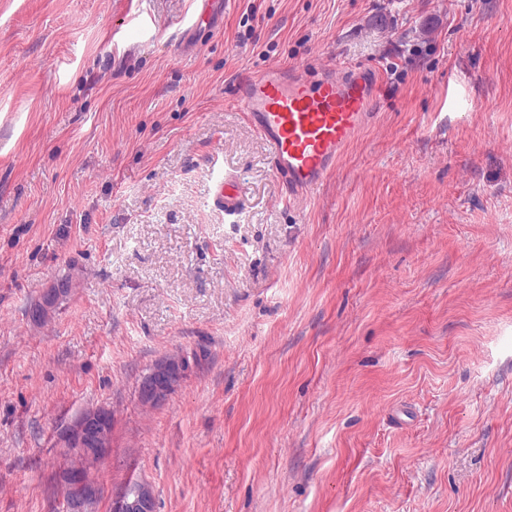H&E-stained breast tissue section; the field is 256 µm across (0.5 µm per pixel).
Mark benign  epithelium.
<instances>
[{
  "label": "benign epithelium",
  "instance_id": "obj_1",
  "mask_svg": "<svg viewBox=\"0 0 512 512\" xmlns=\"http://www.w3.org/2000/svg\"><path fill=\"white\" fill-rule=\"evenodd\" d=\"M183 359L176 365L165 363L152 367L141 381L139 395L155 403L163 400L165 388L182 381ZM61 447L69 451L72 462L56 474L63 491L65 512H84L88 499L98 495V486L83 481L82 476L95 467L112 447V427L107 409L95 407L82 412L63 426L58 434ZM111 512H155V497L150 487L142 485L134 493L125 492L112 500Z\"/></svg>",
  "mask_w": 512,
  "mask_h": 512
}]
</instances>
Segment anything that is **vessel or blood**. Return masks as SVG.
<instances>
[{"label": "vessel or blood", "mask_w": 512, "mask_h": 512, "mask_svg": "<svg viewBox=\"0 0 512 512\" xmlns=\"http://www.w3.org/2000/svg\"><path fill=\"white\" fill-rule=\"evenodd\" d=\"M376 72L362 66L309 75L276 64L238 78L232 101L268 146L289 204L307 202L373 117ZM215 196L225 214H238L244 190L224 178Z\"/></svg>", "instance_id": "obj_1"}]
</instances>
